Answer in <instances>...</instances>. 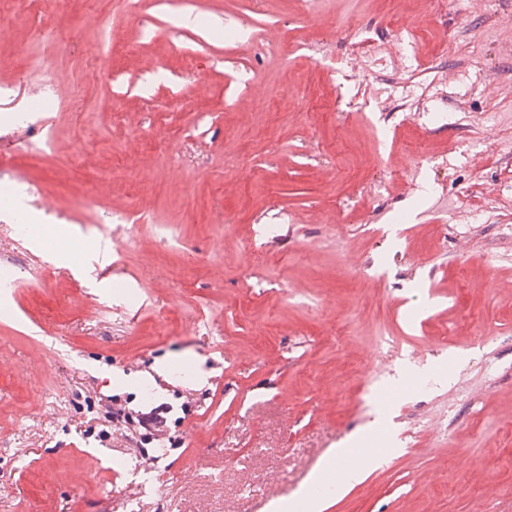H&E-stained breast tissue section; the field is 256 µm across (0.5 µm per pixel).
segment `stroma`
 Wrapping results in <instances>:
<instances>
[{"instance_id":"obj_1","label":"stroma","mask_w":512,"mask_h":512,"mask_svg":"<svg viewBox=\"0 0 512 512\" xmlns=\"http://www.w3.org/2000/svg\"><path fill=\"white\" fill-rule=\"evenodd\" d=\"M1 87L0 512H268L362 429L326 512H512V0H0ZM169 409L161 404L148 412H140L133 415L124 410L108 412L109 421L120 429L129 431L132 436H138L141 441L153 440L155 433L163 431L167 426V414ZM364 436V433H361L357 435L353 439L351 444L347 445L346 448H336L335 450H333L331 456L329 457L324 466H331L334 463H336V466H342L343 464H345V467L347 469V481L351 484L359 482L362 477L363 471L361 470L360 467L351 463L347 466V461H349V459L352 457L353 452L356 449L354 447H356L357 444L363 441Z\"/></svg>"}]
</instances>
